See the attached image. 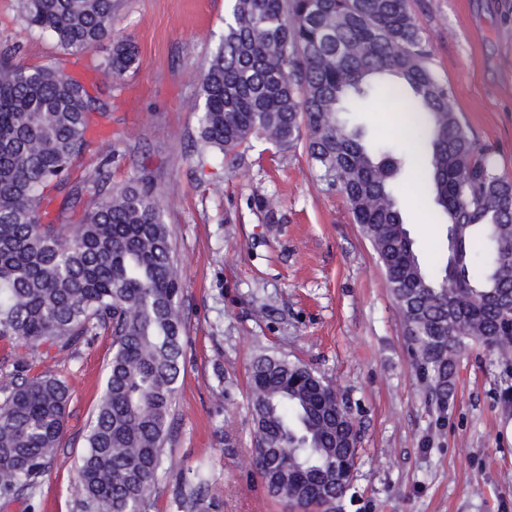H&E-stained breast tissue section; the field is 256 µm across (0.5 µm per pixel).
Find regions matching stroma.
Segmentation results:
<instances>
[{"instance_id":"stroma-1","label":"stroma","mask_w":512,"mask_h":512,"mask_svg":"<svg viewBox=\"0 0 512 512\" xmlns=\"http://www.w3.org/2000/svg\"><path fill=\"white\" fill-rule=\"evenodd\" d=\"M227 0H120L113 36L130 38L138 67L102 89L111 114L98 133L115 152L112 182L150 180L166 191L164 221L183 269V378L163 478L151 512H175L178 480L203 469L201 512H291L267 497L243 464L255 445L247 400L252 354L262 348L309 364L335 386L359 432V459L336 512H512V354L471 340L454 389L436 415L413 369L401 313L377 256L345 198L319 183L303 148L260 137L235 156L197 162L203 66L224 31ZM436 76L461 121L492 146L512 177V0H410ZM20 41L16 64L61 59L55 40L26 32L17 0H0V40ZM378 93L354 115L370 137L400 142V116ZM399 202L420 258L446 247L441 215ZM275 201L274 216L255 201ZM112 336L58 356L74 394L60 448L32 501L0 512H73L84 436L102 394Z\"/></svg>"}]
</instances>
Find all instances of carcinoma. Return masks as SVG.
Instances as JSON below:
<instances>
[{
	"label": "carcinoma",
	"mask_w": 512,
	"mask_h": 512,
	"mask_svg": "<svg viewBox=\"0 0 512 512\" xmlns=\"http://www.w3.org/2000/svg\"><path fill=\"white\" fill-rule=\"evenodd\" d=\"M26 30L79 58L112 37L119 0H18ZM0 43V337L31 360L0 373V499L32 496L54 460L72 393L39 371L42 348L69 352L108 331L113 353L79 464L78 512H150L183 371L181 270L160 206L143 179L115 187L114 155L82 182L76 159L109 120L90 86L50 62L19 67ZM137 61L119 40L93 66L103 83ZM421 123L426 198L446 221L438 270L421 262L395 188L408 151L349 123L379 88ZM198 158L233 156L253 136L279 150L299 141L317 179L346 197L404 321L414 367L448 401L465 340L512 352V180L499 174L434 73L409 0H229L224 36L205 68ZM79 223L69 222L82 193ZM480 261L482 272L471 267ZM253 429L244 460L270 497L299 512H334L350 488L358 431L336 389L307 365L265 350L248 368ZM179 489L196 512L204 474Z\"/></svg>",
	"instance_id": "obj_1"
}]
</instances>
